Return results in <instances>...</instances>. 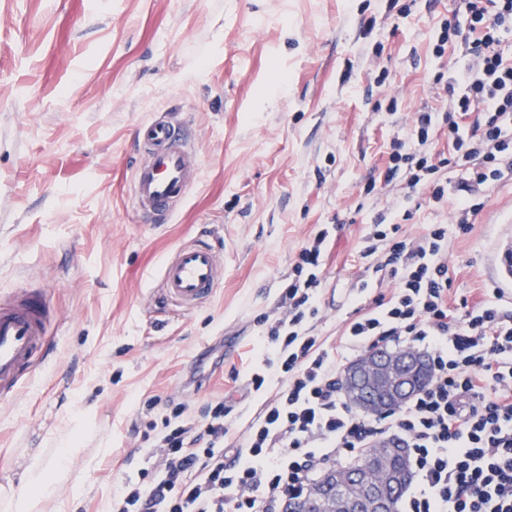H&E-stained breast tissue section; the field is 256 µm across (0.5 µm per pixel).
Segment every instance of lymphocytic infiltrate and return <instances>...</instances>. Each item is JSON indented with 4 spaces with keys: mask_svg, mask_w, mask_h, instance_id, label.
I'll return each mask as SVG.
<instances>
[{
    "mask_svg": "<svg viewBox=\"0 0 512 512\" xmlns=\"http://www.w3.org/2000/svg\"><path fill=\"white\" fill-rule=\"evenodd\" d=\"M463 3L467 26L444 23L434 46L443 54L459 35L469 57L448 75V108L417 113L413 146L394 142L384 172L388 182L404 174L409 192L436 206L456 190L452 225L412 238L397 224L369 225L360 256L394 286L356 308L335 344L318 328L331 236L322 227L299 250L272 314L259 318L265 359L247 386L264 401L232 461L223 401L197 418L170 404L149 453L154 479L122 482L112 512H281L319 472L389 437L410 451L401 512H512V317L497 304L498 288L462 310L448 302L449 231L470 234L478 195L512 178V59L495 36L512 28V0ZM436 130L448 137L447 153L427 148ZM448 168L462 173L456 187L443 178ZM389 342L422 350L431 380L392 412L359 416L342 397L340 369Z\"/></svg>",
    "mask_w": 512,
    "mask_h": 512,
    "instance_id": "f902f5d3",
    "label": "lymphocytic infiltrate"
}]
</instances>
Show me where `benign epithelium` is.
Instances as JSON below:
<instances>
[{"mask_svg":"<svg viewBox=\"0 0 512 512\" xmlns=\"http://www.w3.org/2000/svg\"><path fill=\"white\" fill-rule=\"evenodd\" d=\"M426 363L420 351L372 349L345 370L343 392L360 413L381 415L407 401ZM396 455L401 457L398 467L391 464ZM407 464V449L381 441L349 470L321 476L298 512H396L393 499L408 483Z\"/></svg>","mask_w":512,"mask_h":512,"instance_id":"benign-epithelium-1","label":"benign epithelium"}]
</instances>
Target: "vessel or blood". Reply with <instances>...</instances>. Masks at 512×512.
<instances>
[{
  "instance_id": "1",
  "label": "vessel or blood",
  "mask_w": 512,
  "mask_h": 512,
  "mask_svg": "<svg viewBox=\"0 0 512 512\" xmlns=\"http://www.w3.org/2000/svg\"><path fill=\"white\" fill-rule=\"evenodd\" d=\"M146 157L132 172V204L142 223L171 220L198 180L193 148L174 122L157 116L138 131ZM493 281L512 288V227L497 239ZM221 284L218 258L206 242L178 246L162 268L159 288L167 303L186 310L205 302ZM48 320L41 298L21 289L0 300V401L13 399L41 359Z\"/></svg>"
}]
</instances>
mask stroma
Segmentation results:
<instances>
[{
  "mask_svg": "<svg viewBox=\"0 0 512 512\" xmlns=\"http://www.w3.org/2000/svg\"><path fill=\"white\" fill-rule=\"evenodd\" d=\"M460 0H0V296L42 295L52 352L0 401V485L29 458L59 470L41 512H111L137 478L166 401L190 415L216 398L243 435L260 411L241 399L260 314L324 224L323 335L340 336L379 214L403 235L448 209L365 194L382 180L409 113L438 111L433 82L466 64L432 51ZM170 114L199 177L173 219L138 222L135 131ZM471 234L448 235L450 297L481 300L512 212V180L484 197ZM222 243L221 286L192 311L159 298L160 268L206 233Z\"/></svg>",
  "mask_w": 512,
  "mask_h": 512,
  "instance_id": "35a3bbf8",
  "label": "stroma"
}]
</instances>
